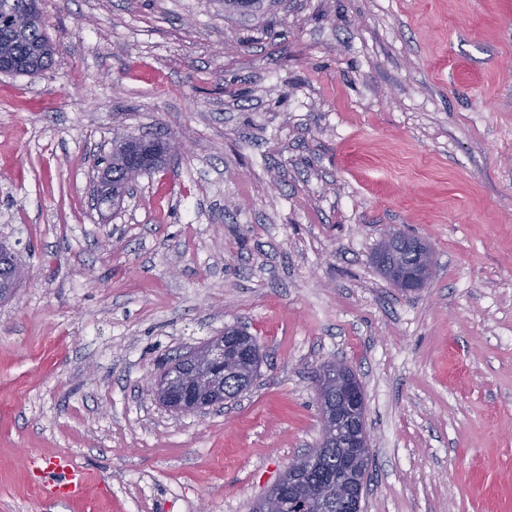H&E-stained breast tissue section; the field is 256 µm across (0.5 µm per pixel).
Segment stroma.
Wrapping results in <instances>:
<instances>
[{"instance_id":"obj_1","label":"stroma","mask_w":512,"mask_h":512,"mask_svg":"<svg viewBox=\"0 0 512 512\" xmlns=\"http://www.w3.org/2000/svg\"><path fill=\"white\" fill-rule=\"evenodd\" d=\"M57 61L0 73V512H249L316 445L315 374L366 397L363 512H512V0H41ZM178 140L119 208L112 140ZM421 237L425 288L372 262ZM244 326L250 390L153 391ZM92 474L48 499L28 461ZM124 180L123 171L120 168L112 167V161L102 170L96 179L93 198L95 205L101 209H112L116 205L119 195L112 191V181L120 184ZM261 347L247 331H224V335L194 347L184 355L197 369L189 381L178 362L173 363L154 379V394L165 407L178 413H206L218 401V390L209 381L208 372L216 363L232 358L244 364L251 374L258 373Z\"/></svg>"}]
</instances>
